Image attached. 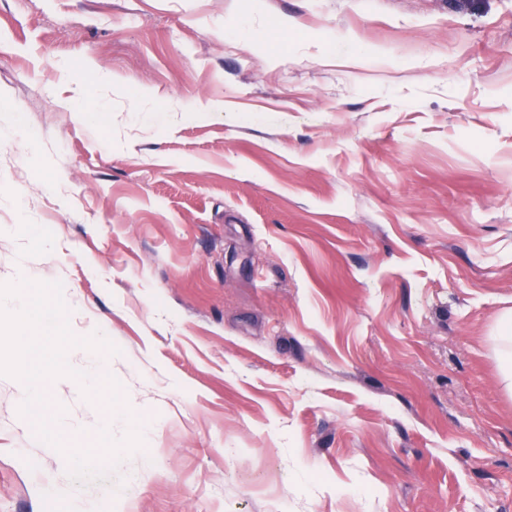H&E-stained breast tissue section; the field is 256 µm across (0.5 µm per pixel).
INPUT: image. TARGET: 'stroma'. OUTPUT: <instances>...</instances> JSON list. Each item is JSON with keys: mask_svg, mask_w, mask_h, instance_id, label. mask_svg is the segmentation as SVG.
<instances>
[{"mask_svg": "<svg viewBox=\"0 0 512 512\" xmlns=\"http://www.w3.org/2000/svg\"><path fill=\"white\" fill-rule=\"evenodd\" d=\"M22 271L144 446L74 481L0 376V512H512V0H0Z\"/></svg>", "mask_w": 512, "mask_h": 512, "instance_id": "1", "label": "stroma"}]
</instances>
